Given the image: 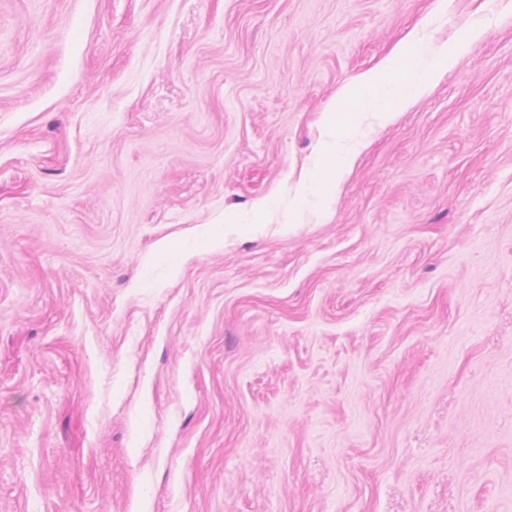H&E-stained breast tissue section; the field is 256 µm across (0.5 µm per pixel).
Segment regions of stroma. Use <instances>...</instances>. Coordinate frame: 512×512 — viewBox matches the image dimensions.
I'll return each instance as SVG.
<instances>
[{"label": "stroma", "mask_w": 512, "mask_h": 512, "mask_svg": "<svg viewBox=\"0 0 512 512\" xmlns=\"http://www.w3.org/2000/svg\"><path fill=\"white\" fill-rule=\"evenodd\" d=\"M482 18L289 225L339 87ZM0 512H512V0H0Z\"/></svg>", "instance_id": "stroma-1"}]
</instances>
